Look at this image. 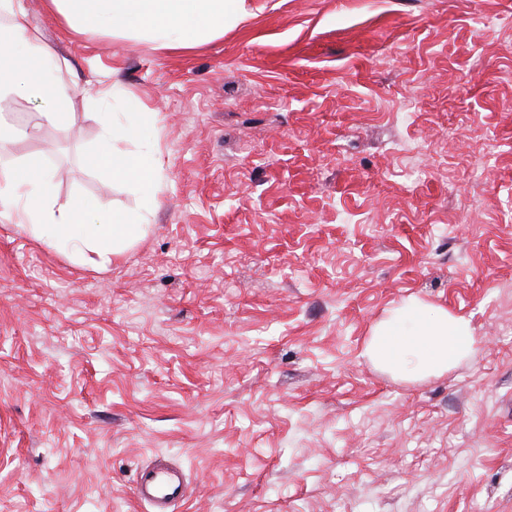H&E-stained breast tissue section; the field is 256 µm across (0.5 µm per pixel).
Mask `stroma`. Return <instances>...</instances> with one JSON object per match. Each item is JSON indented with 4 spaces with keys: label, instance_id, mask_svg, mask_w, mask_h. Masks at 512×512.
I'll return each mask as SVG.
<instances>
[{
    "label": "stroma",
    "instance_id": "1",
    "mask_svg": "<svg viewBox=\"0 0 512 512\" xmlns=\"http://www.w3.org/2000/svg\"><path fill=\"white\" fill-rule=\"evenodd\" d=\"M83 78L157 135L145 231L97 268L0 223V512H512V0H246L194 49L73 33ZM98 106L0 159L57 205L142 209L88 167ZM415 298L469 321L438 374L368 360ZM188 483L182 471L164 465L146 467L136 480L133 498L150 512H175L186 500Z\"/></svg>",
    "mask_w": 512,
    "mask_h": 512
}]
</instances>
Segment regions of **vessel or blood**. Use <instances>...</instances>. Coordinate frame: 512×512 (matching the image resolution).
<instances>
[{
  "mask_svg": "<svg viewBox=\"0 0 512 512\" xmlns=\"http://www.w3.org/2000/svg\"><path fill=\"white\" fill-rule=\"evenodd\" d=\"M187 494L183 472L164 465L146 467L133 489L135 502L146 505L150 512H177Z\"/></svg>",
  "mask_w": 512,
  "mask_h": 512,
  "instance_id": "b4317fda",
  "label": "vessel or blood"
}]
</instances>
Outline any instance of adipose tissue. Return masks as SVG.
I'll use <instances>...</instances> for the list:
<instances>
[{
	"label": "adipose tissue",
	"mask_w": 512,
	"mask_h": 512,
	"mask_svg": "<svg viewBox=\"0 0 512 512\" xmlns=\"http://www.w3.org/2000/svg\"><path fill=\"white\" fill-rule=\"evenodd\" d=\"M61 24L77 33L102 32L134 39L158 49H190L223 36L225 28L247 15L246 0H48ZM0 97L36 98L44 107L30 126H0V149L36 136L41 128H64L74 103H104L110 87L89 80L51 79L59 68L56 52L32 26L24 0H0ZM157 113L140 108L132 119L118 122L106 115L96 151L86 157L90 167L108 166L113 177L139 185L156 197L161 182L138 155L118 149V142L137 139L157 125ZM53 172L30 160L0 174V221L29 230L63 253L96 256L110 264L130 239L142 233L146 217L140 212H105L76 196L63 206L48 192ZM475 338L468 320L447 311L428 310L412 300L380 323L368 343L366 356L400 375L425 376L441 372L474 352Z\"/></svg>",
	"instance_id": "ef3b65f1"
}]
</instances>
